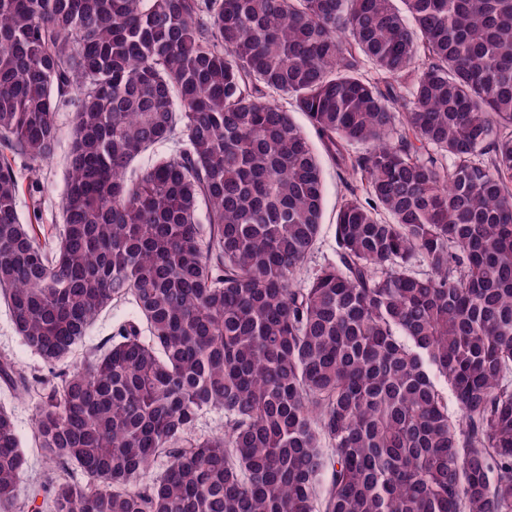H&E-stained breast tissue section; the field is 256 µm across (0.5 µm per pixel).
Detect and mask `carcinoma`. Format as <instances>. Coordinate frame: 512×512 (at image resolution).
I'll return each instance as SVG.
<instances>
[{
	"label": "carcinoma",
	"mask_w": 512,
	"mask_h": 512,
	"mask_svg": "<svg viewBox=\"0 0 512 512\" xmlns=\"http://www.w3.org/2000/svg\"><path fill=\"white\" fill-rule=\"evenodd\" d=\"M62 102L57 243L0 155V299L49 365L135 319L35 407L48 512H512V0H0V146ZM292 111L353 179L307 283ZM27 472L0 408V512ZM133 316L134 312L128 303L124 301L112 303V308L106 310L96 324L88 329L84 346L79 347L65 362L60 363L55 372L70 371L72 365L76 363L79 365L86 360L90 351L101 347L105 340L116 332L121 323Z\"/></svg>",
	"instance_id": "carcinoma-1"
}]
</instances>
